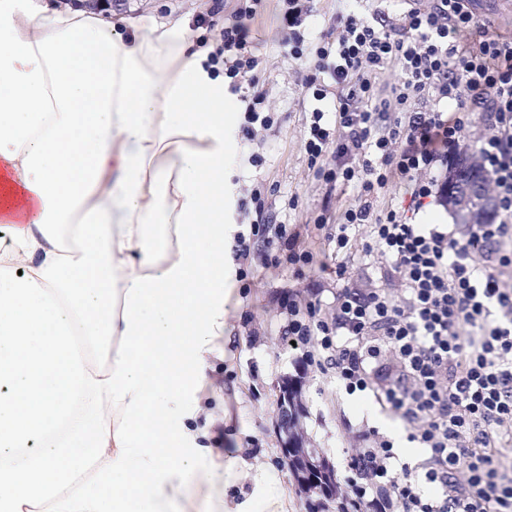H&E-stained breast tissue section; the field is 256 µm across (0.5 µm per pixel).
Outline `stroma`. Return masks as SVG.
<instances>
[{
    "mask_svg": "<svg viewBox=\"0 0 512 512\" xmlns=\"http://www.w3.org/2000/svg\"><path fill=\"white\" fill-rule=\"evenodd\" d=\"M312 11L305 19V53L303 60L288 55L287 33L280 25L262 26L256 54L260 67L269 79L265 107L275 113L278 124L260 132L249 143L238 177L241 195H248L257 184L274 187L267 203L279 222L301 231L303 246L327 263V271L316 269L296 273L286 265H253L246 294H234L228 315L232 340L226 343L221 378L225 405L233 417L234 432L225 437V450L248 447L252 464L263 467L288 486L291 493L289 512H307L308 497L282 464L280 448L283 437L275 426L279 387L287 381L298 386L303 404L299 427L308 447L319 449L335 467L337 475L347 471L349 456L358 446L355 430L370 426L365 410L367 401L353 402L336 388V381L320 369L303 366L301 353L283 338L280 328L286 318L282 306L285 296L298 303H319L325 315H332L336 304V257L314 226L322 209L336 210L351 201L353 190L327 192L310 168L303 149L310 100L303 97L304 63L312 59L314 46L322 31L327 30L338 12L354 13L372 21L374 11L398 15L401 0H310ZM212 0H125L126 15H150L157 19L170 16H198L208 13ZM260 155L261 165H253L251 155ZM298 197V209L285 208L290 197ZM349 282L363 291L385 289L393 298L404 290L390 276L386 261L376 256L356 254L347 261Z\"/></svg>",
    "mask_w": 512,
    "mask_h": 512,
    "instance_id": "35a3bbf8",
    "label": "stroma"
}]
</instances>
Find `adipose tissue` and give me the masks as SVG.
Segmentation results:
<instances>
[{"label": "adipose tissue", "instance_id": "adipose-tissue-1", "mask_svg": "<svg viewBox=\"0 0 512 512\" xmlns=\"http://www.w3.org/2000/svg\"><path fill=\"white\" fill-rule=\"evenodd\" d=\"M214 49L0 0V512H288L216 447L243 155Z\"/></svg>", "mask_w": 512, "mask_h": 512}]
</instances>
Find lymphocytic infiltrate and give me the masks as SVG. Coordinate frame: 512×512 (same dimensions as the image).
Instances as JSON below:
<instances>
[{
	"label": "lymphocytic infiltrate",
	"instance_id": "1",
	"mask_svg": "<svg viewBox=\"0 0 512 512\" xmlns=\"http://www.w3.org/2000/svg\"><path fill=\"white\" fill-rule=\"evenodd\" d=\"M232 2L213 56L231 90L244 93L240 131L251 141L275 125L262 110L267 80L249 28L265 0ZM404 2L398 19L376 27L337 14L315 45L304 78L314 100L304 150L328 191L356 195L315 220L338 258L335 317L291 299L282 334L302 364L388 408L428 451L414 474L399 465L386 431L359 429L336 512H512V39L489 34L472 0ZM390 67L400 80L383 97L376 79ZM425 98L433 107H420ZM477 122L485 133L476 152L492 177L499 222L413 223ZM393 184L401 204L375 210ZM266 198L264 186L253 189L263 219L236 236L241 268L260 243L272 262L299 272L315 266L298 233L264 216ZM357 252L385 258L400 299L348 286L345 259Z\"/></svg>",
	"mask_w": 512,
	"mask_h": 512
}]
</instances>
